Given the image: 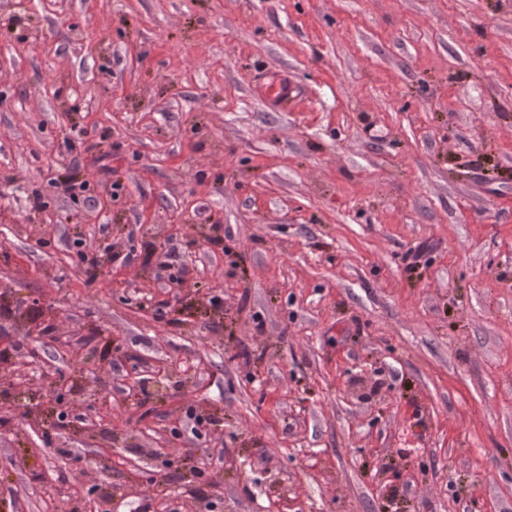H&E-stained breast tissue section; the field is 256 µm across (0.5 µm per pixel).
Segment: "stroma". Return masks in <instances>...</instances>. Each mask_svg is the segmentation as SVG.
Here are the masks:
<instances>
[{"instance_id":"stroma-1","label":"stroma","mask_w":512,"mask_h":512,"mask_svg":"<svg viewBox=\"0 0 512 512\" xmlns=\"http://www.w3.org/2000/svg\"><path fill=\"white\" fill-rule=\"evenodd\" d=\"M1 287L0 512H512V0H0ZM258 93L272 102L287 103L297 95L296 86L283 77L263 80L257 87ZM119 258L120 254L112 253L110 246H107L104 251L92 255L90 258L87 254H83L82 259L87 264L86 272L89 280L93 281L104 275L111 267L112 262Z\"/></svg>"}]
</instances>
